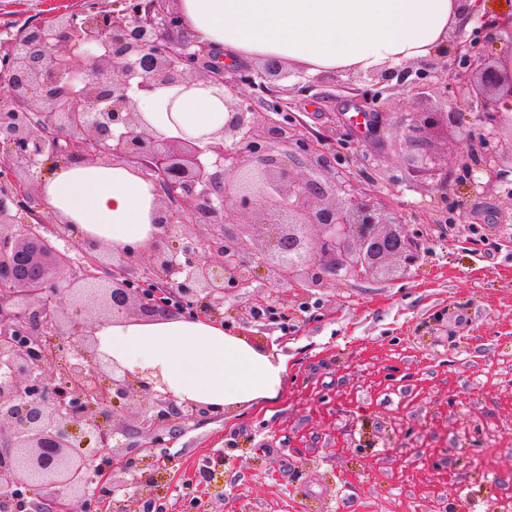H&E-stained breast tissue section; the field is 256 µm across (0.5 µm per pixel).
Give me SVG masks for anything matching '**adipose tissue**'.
I'll return each instance as SVG.
<instances>
[{
    "label": "adipose tissue",
    "instance_id": "obj_1",
    "mask_svg": "<svg viewBox=\"0 0 512 512\" xmlns=\"http://www.w3.org/2000/svg\"><path fill=\"white\" fill-rule=\"evenodd\" d=\"M195 38L232 58H278L311 73L369 71L444 50L451 29L468 20L456 0H179ZM156 132L211 140L224 126L219 90H170L137 98ZM39 193L55 219L81 242L113 249L149 244L159 216V186L126 163L49 166ZM99 349L130 371L161 379L179 400L228 413L277 397L284 356L256 349L222 323L171 320L105 325Z\"/></svg>",
    "mask_w": 512,
    "mask_h": 512
}]
</instances>
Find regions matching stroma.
I'll return each instance as SVG.
<instances>
[{
	"label": "stroma",
	"mask_w": 512,
	"mask_h": 512,
	"mask_svg": "<svg viewBox=\"0 0 512 512\" xmlns=\"http://www.w3.org/2000/svg\"><path fill=\"white\" fill-rule=\"evenodd\" d=\"M94 1L115 2L0 0V42ZM314 94L301 119L423 230L422 259L273 323L241 324L226 300L229 333L285 357L283 388L158 447L120 439L158 482L148 499L121 475L125 512H499L512 497V202L465 186L440 202L393 146L376 172L362 135L329 119L356 94L347 73H318Z\"/></svg>",
	"instance_id": "35a3bbf8"
}]
</instances>
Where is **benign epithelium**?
<instances>
[{
  "instance_id": "obj_1",
  "label": "benign epithelium",
  "mask_w": 512,
  "mask_h": 512,
  "mask_svg": "<svg viewBox=\"0 0 512 512\" xmlns=\"http://www.w3.org/2000/svg\"><path fill=\"white\" fill-rule=\"evenodd\" d=\"M475 22L458 29L451 48L413 66L361 73L355 108L369 115L364 136L381 140L386 92H431L452 103L400 126L411 174L432 180L446 201L454 187L501 188L512 152L500 137L512 130V14L480 12L458 0ZM60 12L23 31L0 57V512H93L119 489L114 470L140 469L118 456L117 436L134 432L147 447L164 441L172 423L215 418L211 407L177 402L102 354L96 325L161 318L224 317V297L247 294L244 324L288 317V297L362 274L408 272L421 259L423 230L405 227L389 198L364 185L352 162L314 143L296 115L297 97L312 84L280 89L292 75L270 58L226 69L188 30L174 0H119ZM504 56H490L493 39ZM200 82L230 94L222 142L168 138L152 131L135 99L160 88ZM454 167L432 164V132L463 127ZM125 161L155 180L162 193L153 241L140 249L75 245L68 224H49L24 175L55 162ZM232 211L252 220L231 223ZM273 287L254 290L259 272ZM97 312L98 321L64 316L66 306ZM138 397L130 425L110 424L114 404Z\"/></svg>"
}]
</instances>
